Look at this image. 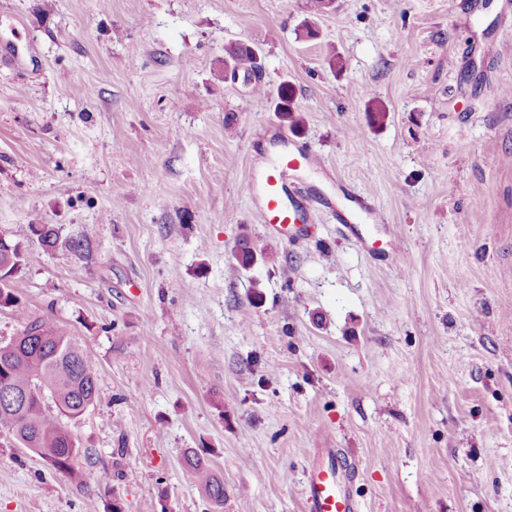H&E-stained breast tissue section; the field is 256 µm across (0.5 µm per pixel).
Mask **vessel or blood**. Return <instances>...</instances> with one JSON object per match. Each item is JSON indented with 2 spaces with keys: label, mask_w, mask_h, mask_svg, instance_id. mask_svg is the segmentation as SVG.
<instances>
[{
  "label": "vessel or blood",
  "mask_w": 512,
  "mask_h": 512,
  "mask_svg": "<svg viewBox=\"0 0 512 512\" xmlns=\"http://www.w3.org/2000/svg\"><path fill=\"white\" fill-rule=\"evenodd\" d=\"M280 149L267 156L257 167L256 174L247 189L255 204L259 223L270 226L281 234L307 223L311 209L294 199L291 190L293 179L302 168L322 167L323 162L312 150L280 139ZM317 204L336 213V219L346 224L354 236H361L365 222L379 223L380 217L365 196L353 198V206L347 211L335 210L330 199H318ZM349 470L335 453H328L324 462L313 464L304 485V496L310 512H358V503L348 489Z\"/></svg>",
  "instance_id": "b4317fda"
}]
</instances>
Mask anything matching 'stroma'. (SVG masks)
I'll list each match as a JSON object with an SVG mask.
<instances>
[{
	"label": "stroma",
	"instance_id": "35a3bbf8",
	"mask_svg": "<svg viewBox=\"0 0 512 512\" xmlns=\"http://www.w3.org/2000/svg\"><path fill=\"white\" fill-rule=\"evenodd\" d=\"M279 128L325 164L296 199L369 193L401 260L322 210L258 222ZM1 234L0 343L51 319L98 398L62 420L85 488L0 434V512H306L322 448L360 512H512V0H0ZM255 63V52L248 46L239 44L228 52V57L224 59V67L227 64L234 68L246 72L253 69ZM8 244L10 247H12L11 254L13 255V258L16 260L17 265L14 263L6 269L10 261H8V264L4 267L0 266V308L2 307H13L16 306L17 298L16 295L13 293V289L10 288V282L12 277L17 273L20 266H22V263L25 260V253L23 251V248L21 247L19 242H14L8 238H6ZM6 269V270H5ZM185 463L192 472L196 484L216 508L224 505V481L215 473L194 449L184 455Z\"/></svg>",
	"mask_w": 512,
	"mask_h": 512
}]
</instances>
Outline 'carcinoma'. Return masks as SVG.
Returning <instances> with one entry per match:
<instances>
[{
  "instance_id": "1",
  "label": "carcinoma",
  "mask_w": 512,
  "mask_h": 512,
  "mask_svg": "<svg viewBox=\"0 0 512 512\" xmlns=\"http://www.w3.org/2000/svg\"><path fill=\"white\" fill-rule=\"evenodd\" d=\"M255 52L239 44L228 52L224 64L246 72L253 69ZM43 246L50 248L56 234L48 224L31 225ZM16 263L0 272V308L13 307L16 295L10 288L12 277L25 260L20 243L8 241ZM235 259L240 268L246 269L257 256L248 237L237 245ZM22 322L17 348L0 346V395L27 393L25 405L8 410L0 404V428L13 429L12 436L23 447L41 448L40 455L56 473L77 487L86 485V474L77 464L81 453L78 438L67 430L60 416L78 418L97 398V367L84 353L74 338L65 335L45 318H30L24 311H16ZM196 484L206 497L221 508L224 505V481L215 473L200 454L191 449L184 455Z\"/></svg>"
}]
</instances>
